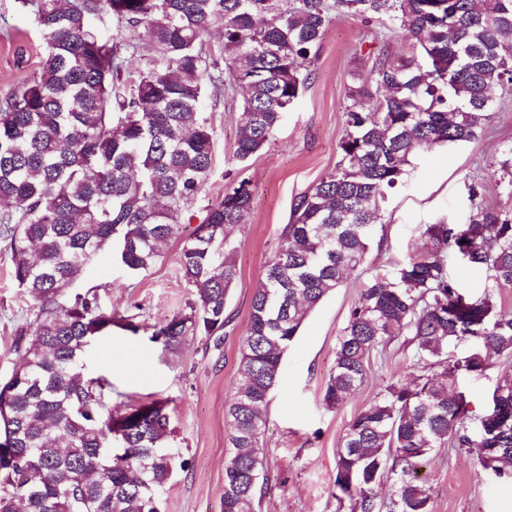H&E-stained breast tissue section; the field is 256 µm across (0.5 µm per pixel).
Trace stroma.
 Masks as SVG:
<instances>
[{"label": "stroma", "mask_w": 512, "mask_h": 512, "mask_svg": "<svg viewBox=\"0 0 512 512\" xmlns=\"http://www.w3.org/2000/svg\"><path fill=\"white\" fill-rule=\"evenodd\" d=\"M359 18L343 16L325 32L310 70L311 80L289 109L273 140L253 156L246 171L251 207L245 224L231 231L238 279L225 304L232 321L220 351L202 342L188 345L175 363L159 361L149 329L186 309L192 289L181 277L176 242L164 247V260L148 273L129 276L104 249L89 265L79 287H98L103 307L114 316H131L139 334L113 329L90 349L91 376L111 385L114 412L152 400H167L173 433L169 451L176 467L161 491L162 512H224L226 459L225 407L240 376V347L250 300L264 266L273 258L278 236L294 199L306 192L337 161L344 134L343 105L351 77L368 72L370 42ZM42 39L31 6L0 0V102L17 93L38 71ZM203 115L212 130V172L200 194L183 211L184 227L202 222L210 204L224 195L235 171L238 108L205 98ZM512 145V99L477 140L419 154L408 186L392 190L386 204L383 237L342 286L311 310L283 359L264 432L266 485L256 512H348L333 496L336 450L346 429L386 386L407 383L421 372L413 344L396 341L373 354L363 384L340 408L323 403L337 338L349 311L372 275L390 270L422 247L429 224H463L471 212V175L485 179L484 203L512 209V196L486 169ZM32 315V303L11 275V255L0 240V381L21 363L18 330ZM483 374H460L458 390L470 402L469 434L479 429L489 395L502 370L491 356ZM419 476L431 489L432 512H512V480L486 472L475 452L441 448L423 462Z\"/></svg>", "instance_id": "stroma-1"}]
</instances>
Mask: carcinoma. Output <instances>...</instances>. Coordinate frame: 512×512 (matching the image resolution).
<instances>
[{"instance_id": "cac0c4a2", "label": "carcinoma", "mask_w": 512, "mask_h": 512, "mask_svg": "<svg viewBox=\"0 0 512 512\" xmlns=\"http://www.w3.org/2000/svg\"><path fill=\"white\" fill-rule=\"evenodd\" d=\"M44 44L39 73L0 104V238L15 283L34 303L20 328L24 362L0 382V439L12 441L0 472V512H161L156 491L171 476L168 401L114 414L109 383L88 376L93 339L139 326L102 310L97 287L73 289L83 268L112 248L129 274L163 261L178 242L187 310L153 327L149 341L170 363L196 338L221 350L231 322L224 304L238 278L229 230L246 223L251 181L236 174L191 231L182 212L213 165L206 91L239 101L234 158L270 143L310 82L326 28L357 16L370 36L401 32L412 51L382 49L349 88L338 160L292 204L274 258L254 288L240 348V377L225 415L224 512H255L263 435L282 360L307 313L360 267L387 193L408 182L419 152L477 139L512 95V0H32ZM110 14L112 41L90 21ZM218 28L221 41L206 36ZM488 167L512 195V147ZM468 184L465 224H431L426 243L390 273L371 277L338 338L323 401L342 406L363 383L372 354L405 336L424 374L391 384L348 425L336 452L333 495L350 512H431L418 476L438 448L476 449L493 475L512 476V368L497 379L468 434L469 402L458 373L485 357L512 359V211L481 201ZM482 269L473 296L448 271V256ZM473 344L461 358L448 348ZM442 368L448 388L429 372ZM394 477L377 503L374 488Z\"/></svg>"}]
</instances>
